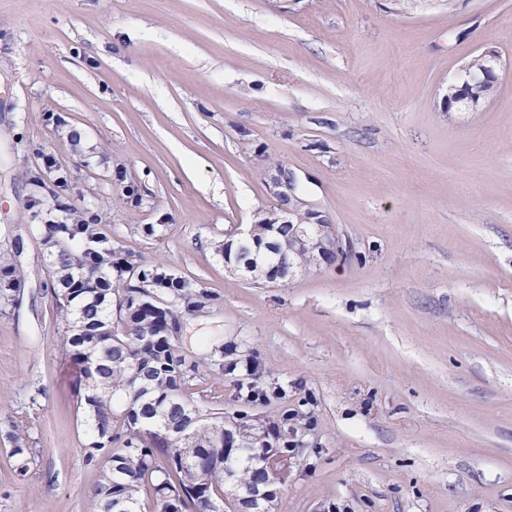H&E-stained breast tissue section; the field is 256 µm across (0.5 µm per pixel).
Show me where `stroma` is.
<instances>
[{
    "mask_svg": "<svg viewBox=\"0 0 512 512\" xmlns=\"http://www.w3.org/2000/svg\"><path fill=\"white\" fill-rule=\"evenodd\" d=\"M384 3L0 0V251L20 240L26 277L0 315V512H89L99 476L46 286V153L67 204L217 295L185 346L222 343L232 369L190 391L228 421L291 414L274 512H512V0ZM488 49L490 101L444 111ZM281 171L342 251L258 285L213 245L273 208ZM433 5L448 6V11H451L454 9L455 0H390L388 7L399 14H414ZM484 54L489 57V64ZM484 54L481 53L480 55L474 56L470 59L465 64L466 68L463 67L459 69L455 79L448 82V90L458 87L464 91L463 101H466L469 107H471V112H477L480 110L481 106L478 103L482 95L483 88L487 84L498 83L499 72L502 68L501 58L495 51H485ZM467 69L472 74H481L485 70L486 72L483 77H475L472 76ZM459 83L461 84L457 85ZM453 92H455V90L448 91V93ZM14 430L9 435L13 448L11 456L14 458V471L19 477H26L32 463V455L34 448H30L26 437V423L20 420L13 425Z\"/></svg>",
    "mask_w": 512,
    "mask_h": 512,
    "instance_id": "1",
    "label": "stroma"
}]
</instances>
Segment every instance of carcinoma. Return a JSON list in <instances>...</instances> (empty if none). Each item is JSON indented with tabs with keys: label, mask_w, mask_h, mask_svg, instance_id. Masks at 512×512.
I'll use <instances>...</instances> for the list:
<instances>
[{
	"label": "carcinoma",
	"mask_w": 512,
	"mask_h": 512,
	"mask_svg": "<svg viewBox=\"0 0 512 512\" xmlns=\"http://www.w3.org/2000/svg\"><path fill=\"white\" fill-rule=\"evenodd\" d=\"M433 5L453 10L455 0H390L389 9L413 14ZM56 206L63 223L44 225L46 239L61 238L49 268L57 312L62 322L61 348L76 369L77 411L85 426L88 464L107 459L91 494L90 512H224V477L234 478L243 493L259 477L256 448L288 446L272 428L256 430L246 421L224 427V409L187 392L191 381L209 370L224 373V345L199 357L182 339L165 336L160 320H151L133 292L114 288L117 280L143 282L172 303L175 312L198 318L217 297L164 264H146L100 230L96 218L73 210L59 185ZM239 242L243 253L288 238V225H251ZM25 283L15 257L0 253V310L14 301ZM182 435L165 446L158 431ZM14 471L25 477L33 449L26 423L9 435ZM205 454L207 469L190 458Z\"/></svg>",
	"instance_id": "obj_1"
}]
</instances>
